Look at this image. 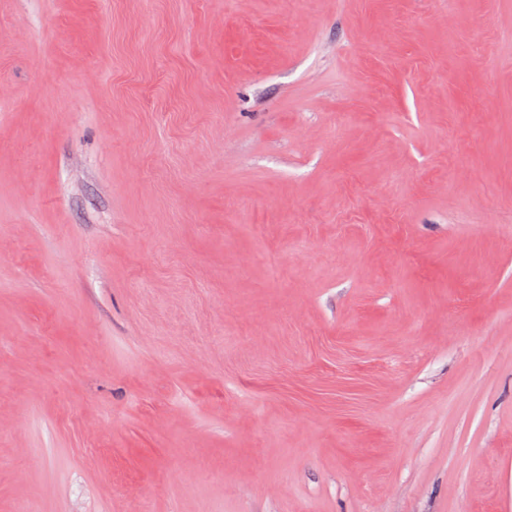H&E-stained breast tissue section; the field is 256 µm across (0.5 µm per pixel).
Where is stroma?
<instances>
[{"label":"stroma","mask_w":512,"mask_h":512,"mask_svg":"<svg viewBox=\"0 0 512 512\" xmlns=\"http://www.w3.org/2000/svg\"><path fill=\"white\" fill-rule=\"evenodd\" d=\"M512 512V0H0V512Z\"/></svg>","instance_id":"stroma-1"}]
</instances>
